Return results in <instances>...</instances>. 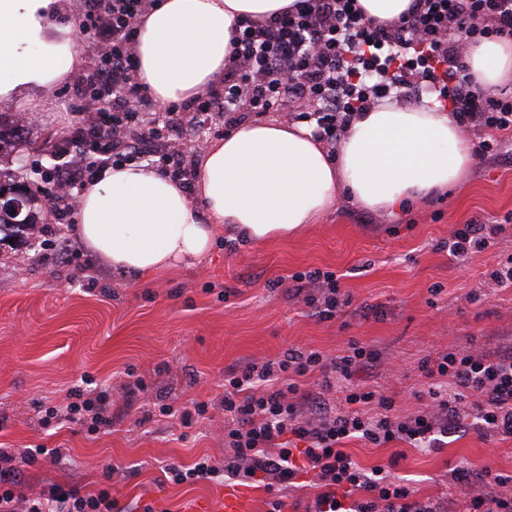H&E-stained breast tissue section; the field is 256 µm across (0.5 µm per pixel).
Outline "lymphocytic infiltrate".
Returning <instances> with one entry per match:
<instances>
[{"instance_id":"lymphocytic-infiltrate-1","label":"lymphocytic infiltrate","mask_w":512,"mask_h":512,"mask_svg":"<svg viewBox=\"0 0 512 512\" xmlns=\"http://www.w3.org/2000/svg\"><path fill=\"white\" fill-rule=\"evenodd\" d=\"M152 0H85L83 36L98 47L100 64L76 92L82 115L69 129L54 173L55 214L74 223L76 192L99 168L118 162L158 160L172 177L190 183L188 128L224 115L233 127L249 115L293 104L314 135L335 151L352 119L391 97L421 102L435 94L465 132L484 134L477 150L494 153L498 135L512 132V93L475 82L467 53L481 40L512 38V0H412L394 21L366 19L358 0H296L293 8L239 23L221 86L190 106L157 111L134 80L135 32ZM296 293L332 315L338 306L332 272L295 275ZM324 290L316 299L315 290ZM373 350L357 345L334 358L316 351H289L283 359L231 369L224 378V435L231 453L224 464L199 458L170 469L173 482L217 476L263 477L274 492L270 512H284L282 490L301 474L319 489L305 512H445L440 503L417 498L388 481L381 469L361 468L340 445L358 438L374 445L396 440L415 445L447 434L460 421L464 392L477 398L480 420L493 435L512 438V352L496 358L455 350L424 363L428 376L449 378L446 391L432 390L435 409L408 420L392 413L393 402L376 389L352 390L358 366L374 362ZM319 371L345 394V408L329 411L312 400L314 418H304L295 396L297 377ZM14 457L0 449V512H115L110 493L83 497L54 488L26 497L11 489Z\"/></svg>"}]
</instances>
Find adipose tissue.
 <instances>
[{
  "label": "adipose tissue",
  "instance_id": "ef3b65f1",
  "mask_svg": "<svg viewBox=\"0 0 512 512\" xmlns=\"http://www.w3.org/2000/svg\"><path fill=\"white\" fill-rule=\"evenodd\" d=\"M295 0H156L136 32L135 77L159 105L184 104L218 86L239 20H261ZM64 0H0V101L52 89L81 64L75 26L49 36ZM474 81H512V41L472 47ZM472 144L450 112L384 102L356 117L335 154L306 123L246 122L213 142L194 190L144 165L108 166L79 197L77 230L112 267L140 273L199 261L222 227L252 244L285 239L348 190L361 208H397L466 180Z\"/></svg>",
  "mask_w": 512,
  "mask_h": 512
}]
</instances>
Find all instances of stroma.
Returning a JSON list of instances; mask_svg holds the SVG:
<instances>
[{"mask_svg":"<svg viewBox=\"0 0 512 512\" xmlns=\"http://www.w3.org/2000/svg\"><path fill=\"white\" fill-rule=\"evenodd\" d=\"M73 87L32 88L0 102V112L28 118L23 142L0 156V182H27L37 216L34 229L0 239V448L19 459V493L58 485L109 492L126 512H192L231 486L245 493L248 512H268L271 497L258 480L168 479V467L229 455L226 370L291 349L335 357L354 344L371 348L381 365L357 372L355 384L383 389L394 414L407 419L432 403L424 361L465 346L490 357L512 349V287L490 278L512 249V133L494 155L473 158L467 180L447 193L392 213L342 195L291 238L247 244L220 231L202 262L139 274L112 268L84 242L63 246L70 230L45 208L52 184L30 172L34 163L56 164L61 138L78 120ZM472 221L504 230L487 247L453 256V232ZM316 269L340 277L330 318L294 291L293 275ZM89 274L96 287H86ZM101 393L109 428L93 432L60 417L71 402ZM198 403L204 415L183 424L179 411ZM164 404L173 415L161 413ZM461 408L460 426L431 445L349 438L342 449L417 497L466 512L484 489L454 470L487 467L512 477V439L484 431L471 398ZM37 448L43 456L23 462ZM52 448L61 458L49 456Z\"/></svg>","mask_w":512,"mask_h":512,"instance_id":"obj_1","label":"stroma"}]
</instances>
